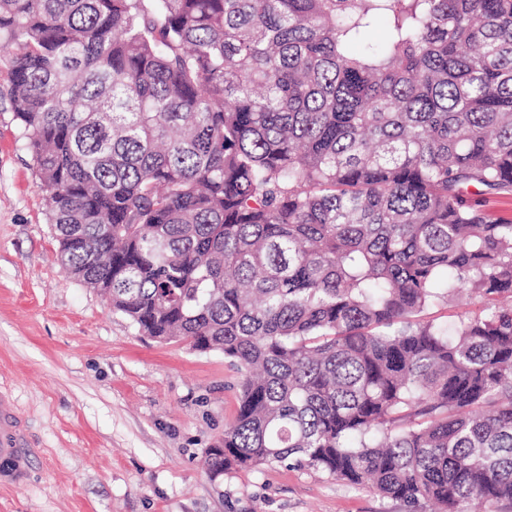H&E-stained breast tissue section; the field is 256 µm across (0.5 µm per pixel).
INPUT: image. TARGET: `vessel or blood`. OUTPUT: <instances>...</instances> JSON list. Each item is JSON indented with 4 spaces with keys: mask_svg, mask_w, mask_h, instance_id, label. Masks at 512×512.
Masks as SVG:
<instances>
[{
    "mask_svg": "<svg viewBox=\"0 0 512 512\" xmlns=\"http://www.w3.org/2000/svg\"><path fill=\"white\" fill-rule=\"evenodd\" d=\"M31 465L22 421L12 399L0 393V483L19 486L25 483Z\"/></svg>",
    "mask_w": 512,
    "mask_h": 512,
    "instance_id": "1",
    "label": "vessel or blood"
}]
</instances>
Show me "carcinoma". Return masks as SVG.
I'll list each match as a JSON object with an SVG mask.
<instances>
[{
  "instance_id": "carcinoma-1",
  "label": "carcinoma",
  "mask_w": 512,
  "mask_h": 512,
  "mask_svg": "<svg viewBox=\"0 0 512 512\" xmlns=\"http://www.w3.org/2000/svg\"><path fill=\"white\" fill-rule=\"evenodd\" d=\"M0 52L61 266L240 372L212 474L512 504V0H0Z\"/></svg>"
}]
</instances>
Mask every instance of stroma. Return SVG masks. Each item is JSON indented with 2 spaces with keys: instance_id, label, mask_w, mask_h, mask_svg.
Here are the masks:
<instances>
[{
  "instance_id": "obj_1",
  "label": "stroma",
  "mask_w": 512,
  "mask_h": 512,
  "mask_svg": "<svg viewBox=\"0 0 512 512\" xmlns=\"http://www.w3.org/2000/svg\"><path fill=\"white\" fill-rule=\"evenodd\" d=\"M10 87L0 59V391L33 458L25 485L0 484V512H406L312 468L208 479L238 371L222 353L140 335L66 275Z\"/></svg>"
}]
</instances>
